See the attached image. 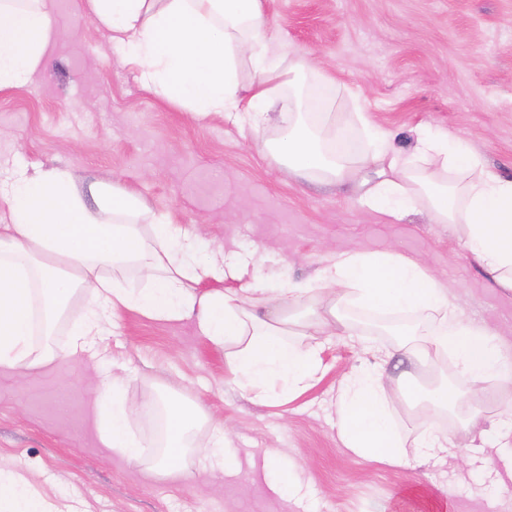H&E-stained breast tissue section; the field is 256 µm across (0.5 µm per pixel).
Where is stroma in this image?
Listing matches in <instances>:
<instances>
[{"label":"stroma","instance_id":"obj_1","mask_svg":"<svg viewBox=\"0 0 512 512\" xmlns=\"http://www.w3.org/2000/svg\"><path fill=\"white\" fill-rule=\"evenodd\" d=\"M269 47L324 65L356 99L338 98L353 147L366 141L354 115L397 134L400 148L430 126L459 136L484 163L512 175V0H263ZM53 44L27 84L0 91V180L14 171L69 169L79 189L102 181L134 192L156 212L216 249L251 252L240 280L280 286L310 279L327 248L418 256L445 281L465 314L498 328L512 345V295L471 261L458 236L419 213L387 222L362 209L354 186L312 183L277 171L252 134L218 113L198 116L143 90L107 33L79 0H53ZM23 372L0 368V469L24 475L62 512H512V450L478 448L454 416L441 426L460 458L423 459L419 428L397 391L393 419L405 441L392 465L352 455L336 437L333 402L362 346L391 347L372 327L328 336L323 377L286 404H255L224 369V350L191 322L117 314L98 348L124 376L131 428L159 423L146 400L160 391L199 403L230 432L238 474L213 477L190 455L187 476L159 477L106 448L95 405L96 360L64 354ZM298 467L287 491L278 473L248 465L262 449Z\"/></svg>","mask_w":512,"mask_h":512}]
</instances>
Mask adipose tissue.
<instances>
[{
	"label": "adipose tissue",
	"mask_w": 512,
	"mask_h": 512,
	"mask_svg": "<svg viewBox=\"0 0 512 512\" xmlns=\"http://www.w3.org/2000/svg\"><path fill=\"white\" fill-rule=\"evenodd\" d=\"M50 0H0V90L25 85L60 32ZM140 86L170 106L196 115L221 112L263 139L269 123L283 136L268 144L283 168L321 183L361 178L362 207L386 220L424 209L430 223L460 234L466 252L499 288L512 293V178L487 168L463 139L425 128L412 150L392 131L357 113L369 148L353 153L348 128L333 112L344 89L326 71L296 56L270 52L263 0H84ZM252 75L242 83V71ZM87 208L71 173L60 168L16 172L0 186L8 221L0 224V367L31 369L54 360L47 341L65 326L67 351H90L121 310L163 322L195 319L202 336L224 349V366L250 399L270 405L311 388L321 371L320 337L348 328L346 305L383 316L426 315L424 338L373 351L336 391V432L363 458L400 462L405 446L392 425L384 378L395 357L431 372L457 360L465 397L438 390L417 414L422 455L456 456L435 412L464 402L472 416L495 406L477 431L481 446L512 447V404H495L484 380L504 377L512 348L485 323L464 315L425 263L395 251L333 254L305 282L274 287L254 282L224 287L234 263L209 239L153 212L137 196L96 182ZM146 282L125 287L128 274ZM84 311L64 312L75 295ZM159 440L130 430L124 379L106 374L96 405L106 447L163 476L186 473L194 434L203 423L193 406L158 397ZM0 512H58L18 473L0 470Z\"/></svg>",
	"instance_id": "1"
}]
</instances>
